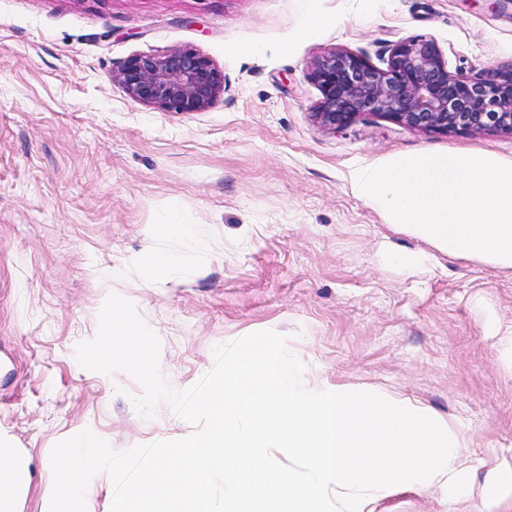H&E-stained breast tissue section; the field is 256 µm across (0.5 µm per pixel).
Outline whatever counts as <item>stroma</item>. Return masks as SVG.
<instances>
[{
    "mask_svg": "<svg viewBox=\"0 0 512 512\" xmlns=\"http://www.w3.org/2000/svg\"><path fill=\"white\" fill-rule=\"evenodd\" d=\"M418 35L452 67L510 65L512 0H0V439L32 471L18 512H49L62 440L89 430L124 451L192 431L165 403L141 417L128 375L78 363L112 293L159 338L172 388L209 372L215 346L281 332L309 389L400 396L453 424L466 512L489 483L512 512V270L443 255L351 191L353 170L399 153L512 159V134L312 119L316 57L377 64ZM184 47L224 75L205 111L163 112L112 80L130 57ZM166 221L187 230L156 234ZM392 250L424 261L391 265ZM149 251L183 265L143 266ZM450 500L401 484L373 508Z\"/></svg>",
    "mask_w": 512,
    "mask_h": 512,
    "instance_id": "1",
    "label": "stroma"
}]
</instances>
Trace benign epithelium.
Wrapping results in <instances>:
<instances>
[{"label":"benign epithelium","instance_id":"7a95c632","mask_svg":"<svg viewBox=\"0 0 512 512\" xmlns=\"http://www.w3.org/2000/svg\"><path fill=\"white\" fill-rule=\"evenodd\" d=\"M310 79L322 95L312 116L327 130L372 115L422 132L512 134V65L452 70L426 36L394 42L380 66L330 49L311 63ZM112 81L132 100L175 114L203 111L226 90L223 73L192 48L133 56Z\"/></svg>","mask_w":512,"mask_h":512}]
</instances>
